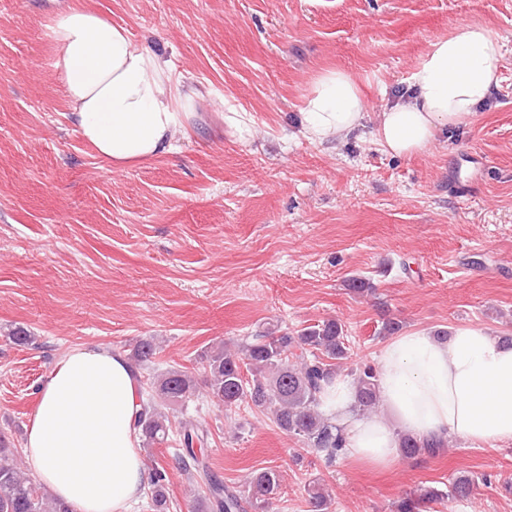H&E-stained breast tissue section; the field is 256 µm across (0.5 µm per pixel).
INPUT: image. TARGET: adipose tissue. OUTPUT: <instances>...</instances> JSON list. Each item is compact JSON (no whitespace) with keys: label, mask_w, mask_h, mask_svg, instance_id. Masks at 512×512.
I'll use <instances>...</instances> for the list:
<instances>
[{"label":"adipose tissue","mask_w":512,"mask_h":512,"mask_svg":"<svg viewBox=\"0 0 512 512\" xmlns=\"http://www.w3.org/2000/svg\"><path fill=\"white\" fill-rule=\"evenodd\" d=\"M47 37L69 119L114 169L175 153L189 137L204 93L172 60L80 5L57 14ZM501 55L487 28L453 25L410 73L409 98L377 113L373 139L395 156L429 152L497 87ZM366 109L348 72L323 70L304 97L300 133L316 143L350 136L363 127ZM377 363L385 414H360L353 387L340 378L321 395L349 455L390 465L403 434L472 448L512 440V345L486 329L461 326L445 341L410 331L386 342ZM142 410L125 355L77 347L39 390L24 444L27 465L49 496L74 512H129L150 480L135 428Z\"/></svg>","instance_id":"adipose-tissue-1"}]
</instances>
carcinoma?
<instances>
[{
	"label": "carcinoma",
	"mask_w": 512,
	"mask_h": 512,
	"mask_svg": "<svg viewBox=\"0 0 512 512\" xmlns=\"http://www.w3.org/2000/svg\"><path fill=\"white\" fill-rule=\"evenodd\" d=\"M156 354L152 338L138 340L129 358L143 369ZM345 336L340 323L326 320L297 333L271 331L252 337L241 352L226 348L206 350L201 355L207 371L210 396L225 409L243 403L268 411L278 427L298 438L307 447L336 461L345 451V438L339 427L320 408V395L334 380L340 361L347 359ZM250 378L243 376V371ZM143 412L137 428L143 447L151 448L169 439L171 425L167 410L185 403L196 392L195 377L180 369H170L147 379ZM356 406L370 411L379 404L376 372L369 366L355 371ZM177 459L184 468L195 470L206 493L194 499L195 512H240L237 491L210 473L205 458L207 431L183 422L176 431ZM445 447L438 439L421 442L411 437L401 439L400 451L407 458L434 454ZM14 450L0 439V512H73L66 504L48 496L36 480L21 474L13 462ZM149 507L166 512L167 471L156 463L151 468ZM281 487L280 474L273 469L258 470L248 480V497L254 512H274ZM311 512H326L327 499L318 484L308 486ZM444 498L443 491L429 487L411 493L395 504V512H426Z\"/></svg>",
	"instance_id": "carcinoma-1"
}]
</instances>
